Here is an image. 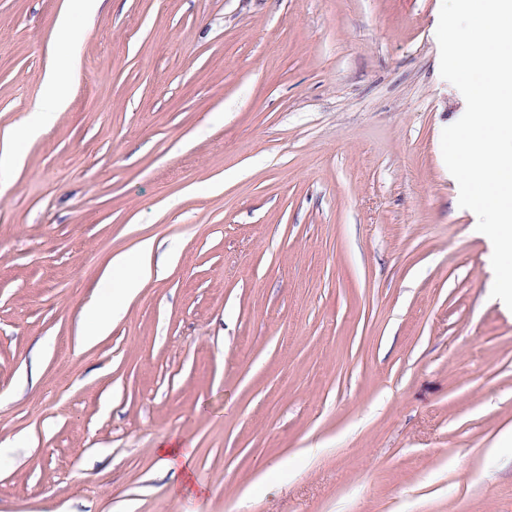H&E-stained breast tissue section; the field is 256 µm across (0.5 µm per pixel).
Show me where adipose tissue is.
Listing matches in <instances>:
<instances>
[{
    "label": "adipose tissue",
    "instance_id": "obj_1",
    "mask_svg": "<svg viewBox=\"0 0 512 512\" xmlns=\"http://www.w3.org/2000/svg\"><path fill=\"white\" fill-rule=\"evenodd\" d=\"M80 71V55L72 53L67 67H59L55 57H48L44 72L46 95L37 100L33 107V118L23 128L12 126L0 131V166L13 165L18 161L17 146L21 139L33 138L40 128L53 122L67 106L66 90L71 80ZM156 250L154 239L140 241L134 251L112 256L106 265L101 282L105 289L116 292L120 301L103 306L100 299H92L85 309L87 316L94 319L91 332L83 337L84 343H92L98 337L107 335L114 318L122 312V302L133 300L154 275L153 255Z\"/></svg>",
    "mask_w": 512,
    "mask_h": 512
}]
</instances>
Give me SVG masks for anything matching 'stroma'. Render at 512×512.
I'll use <instances>...</instances> for the list:
<instances>
[{"mask_svg":"<svg viewBox=\"0 0 512 512\" xmlns=\"http://www.w3.org/2000/svg\"><path fill=\"white\" fill-rule=\"evenodd\" d=\"M64 2L0 0V129L81 60L0 183V512H512V310L441 152L442 0H106L72 39ZM143 238L175 263L79 346ZM108 311L103 309L100 299H92L88 306L85 308L86 316L94 319L95 325L91 332L84 334L83 342L90 344L94 342L99 336H105L111 331L112 319L119 317L122 313V306L114 304L109 306ZM180 448V449H177ZM157 465L161 469L180 468L189 470L191 452L178 443H163L156 449Z\"/></svg>","mask_w":512,"mask_h":512,"instance_id":"obj_1","label":"stroma"}]
</instances>
